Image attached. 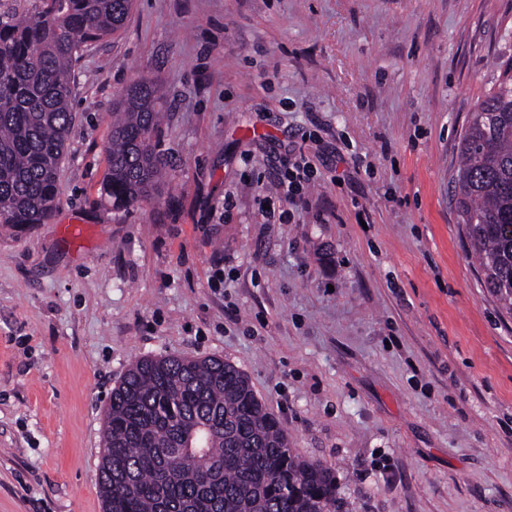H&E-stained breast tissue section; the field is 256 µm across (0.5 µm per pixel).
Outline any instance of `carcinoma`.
Here are the masks:
<instances>
[{
	"label": "carcinoma",
	"mask_w": 512,
	"mask_h": 512,
	"mask_svg": "<svg viewBox=\"0 0 512 512\" xmlns=\"http://www.w3.org/2000/svg\"><path fill=\"white\" fill-rule=\"evenodd\" d=\"M132 0H0V223L45 224L74 116L83 47L119 31ZM157 91L130 87L112 113L108 190L152 196ZM456 170L462 231L484 284L512 317V78L471 112ZM104 512H346L336 474L289 447L244 374L219 357H146L112 389L104 415Z\"/></svg>",
	"instance_id": "1"
}]
</instances>
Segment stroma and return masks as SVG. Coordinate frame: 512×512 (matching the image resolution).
Returning <instances> with one entry per match:
<instances>
[{
    "instance_id": "35a3bbf8",
    "label": "stroma",
    "mask_w": 512,
    "mask_h": 512,
    "mask_svg": "<svg viewBox=\"0 0 512 512\" xmlns=\"http://www.w3.org/2000/svg\"><path fill=\"white\" fill-rule=\"evenodd\" d=\"M511 60L512 0H133L74 68L52 221L0 225V512H104L109 396L160 356L238 367L348 512H512V319L453 201ZM143 79L168 177L119 206ZM292 146L316 181L264 223Z\"/></svg>"
}]
</instances>
